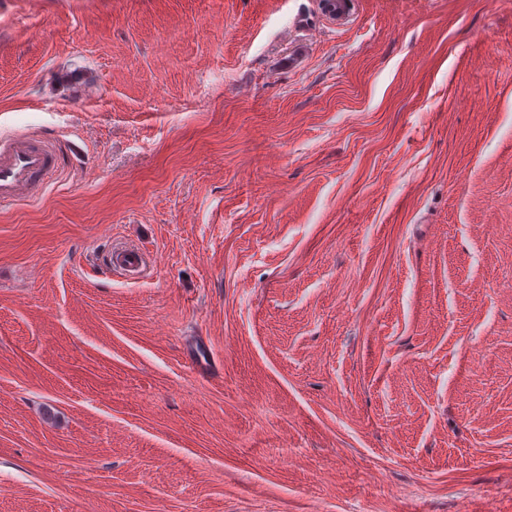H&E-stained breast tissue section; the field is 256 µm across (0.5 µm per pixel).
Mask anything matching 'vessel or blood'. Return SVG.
I'll list each match as a JSON object with an SVG mask.
<instances>
[{
  "mask_svg": "<svg viewBox=\"0 0 512 512\" xmlns=\"http://www.w3.org/2000/svg\"><path fill=\"white\" fill-rule=\"evenodd\" d=\"M59 168L47 138L33 134L0 137V206L37 198Z\"/></svg>",
  "mask_w": 512,
  "mask_h": 512,
  "instance_id": "obj_1",
  "label": "vessel or blood"
}]
</instances>
